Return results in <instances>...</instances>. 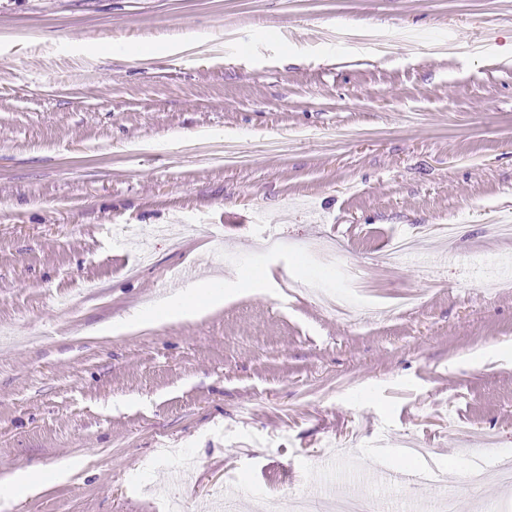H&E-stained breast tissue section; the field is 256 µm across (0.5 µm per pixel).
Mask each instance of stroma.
I'll list each match as a JSON object with an SVG mask.
<instances>
[{
  "label": "stroma",
  "mask_w": 512,
  "mask_h": 512,
  "mask_svg": "<svg viewBox=\"0 0 512 512\" xmlns=\"http://www.w3.org/2000/svg\"><path fill=\"white\" fill-rule=\"evenodd\" d=\"M495 221L512 0H0V478L47 476L0 512H164L146 486L253 512L430 466L458 512H512L464 482L512 459ZM190 269L223 303L103 334Z\"/></svg>",
  "instance_id": "1"
}]
</instances>
